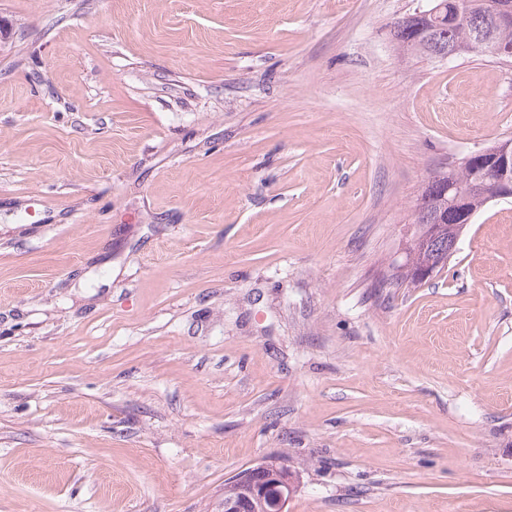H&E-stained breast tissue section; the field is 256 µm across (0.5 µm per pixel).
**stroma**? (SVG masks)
Here are the masks:
<instances>
[{"label":"stroma","instance_id":"stroma-1","mask_svg":"<svg viewBox=\"0 0 512 512\" xmlns=\"http://www.w3.org/2000/svg\"><path fill=\"white\" fill-rule=\"evenodd\" d=\"M429 0H0V512H512V202L375 281L428 179L512 137ZM401 20V21H400ZM394 24L393 37L399 49L406 54L433 58V51L440 45L452 42H466L471 37V21L461 19L446 31L431 30L432 18L403 17ZM295 473L283 459L270 458L249 467L229 483L234 495L224 498V512H287L295 491Z\"/></svg>","mask_w":512,"mask_h":512}]
</instances>
